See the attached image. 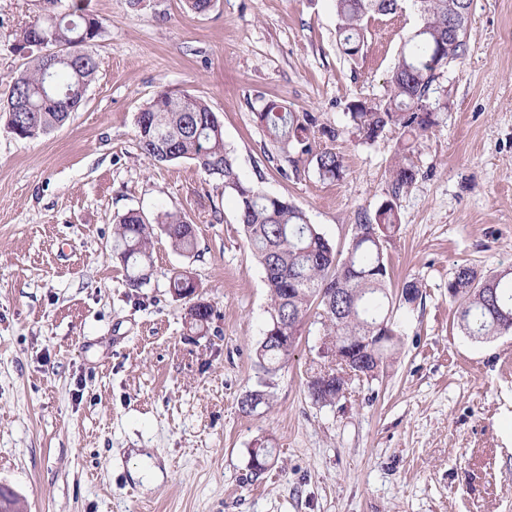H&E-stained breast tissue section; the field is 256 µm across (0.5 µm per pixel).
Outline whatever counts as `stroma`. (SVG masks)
<instances>
[{"label": "stroma", "mask_w": 512, "mask_h": 512, "mask_svg": "<svg viewBox=\"0 0 512 512\" xmlns=\"http://www.w3.org/2000/svg\"><path fill=\"white\" fill-rule=\"evenodd\" d=\"M40 6L0 0V90L28 61L12 44ZM85 6L104 31L83 105L32 141L7 133L0 112V485L25 512H512V334L467 336L448 295L459 265L512 268V0H471L467 53L433 83L448 109L395 198L400 133L362 143L349 106L385 96L420 24L412 6L373 16L354 57L337 42L333 0H213L202 14L184 0ZM164 89L206 101L240 175L301 208L339 256L359 219L393 201L390 277L418 281L422 297L394 310L401 343L375 379L313 402L325 336L312 317L266 380L254 350L268 288L233 196L192 162L155 165L139 148L135 117ZM270 99L336 130L323 145L342 179L267 159L255 114ZM161 207L195 224L197 252L156 237L149 281L128 287L115 222ZM179 267L215 308L205 330L169 292ZM265 380L266 403L244 412ZM263 442L272 457L256 475L249 450ZM136 454L162 480L134 479Z\"/></svg>", "instance_id": "35a3bbf8"}]
</instances>
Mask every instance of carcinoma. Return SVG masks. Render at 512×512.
Here are the masks:
<instances>
[{"label": "carcinoma", "instance_id": "obj_1", "mask_svg": "<svg viewBox=\"0 0 512 512\" xmlns=\"http://www.w3.org/2000/svg\"><path fill=\"white\" fill-rule=\"evenodd\" d=\"M52 8L20 28L13 47L30 50L41 44L40 35L52 36L60 54L52 59L40 53L12 77L0 112L8 114L7 132L19 139L41 138L61 127L84 102L98 71L96 58L85 50L104 30L103 20L76 5L71 12ZM336 34L344 54L357 55L364 46V21L373 14H392L404 0H334ZM421 23L407 37L392 69L387 96L378 102H356L350 119L365 144L387 128L402 131L397 161L389 169L391 196L396 198L416 180L417 171L407 153L437 125V114L447 103L430 100L435 71L446 58L455 61L467 50L466 30L470 0H411ZM283 158L288 150L313 163L319 179L343 177L340 156L329 148L314 149L315 134L336 138L331 128H317L316 118L290 111L269 100L255 113ZM136 137L141 153L163 164L181 160L193 163L207 176L221 181L237 203V220L243 225L251 251L262 266L270 293V318L266 333L285 340L261 339L255 351L267 375H276L293 354L297 337L312 308L327 328L328 336L358 348L349 365L352 376L373 377L398 346V341L375 346L371 339L381 325L396 332L392 314L399 305H410L406 292L389 291L388 260L384 243L395 232L398 217L393 202L378 210L375 223L359 220V238L352 240L344 259L337 258L328 241L308 222L305 212L287 200L271 195L243 179L231 151L224 144L220 121L201 98L169 89L158 92L138 112ZM162 234L182 254L194 252L195 225L179 211L161 208L149 219L137 210L121 215L115 228L114 250L123 263L130 288L149 279L151 246ZM169 288L178 300L194 293L198 283L188 270H175ZM455 303V318L468 336L488 340L512 332V269L485 274L468 265L459 266L448 282ZM344 377H333L326 387L314 389L312 400L323 405L336 401Z\"/></svg>", "mask_w": 512, "mask_h": 512}]
</instances>
